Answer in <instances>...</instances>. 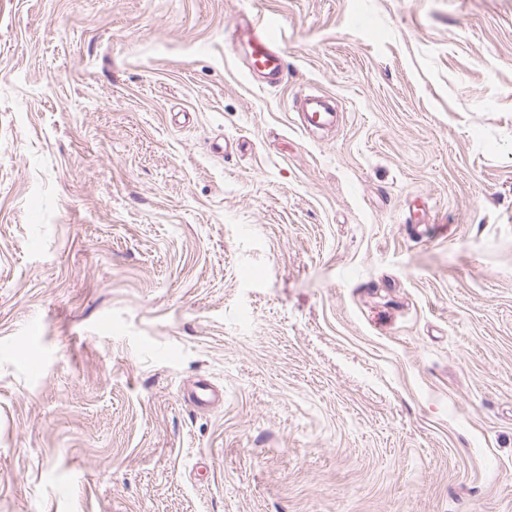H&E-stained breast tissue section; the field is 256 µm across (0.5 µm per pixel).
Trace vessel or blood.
Returning <instances> with one entry per match:
<instances>
[{
  "label": "vessel or blood",
  "instance_id": "vessel-or-blood-1",
  "mask_svg": "<svg viewBox=\"0 0 512 512\" xmlns=\"http://www.w3.org/2000/svg\"><path fill=\"white\" fill-rule=\"evenodd\" d=\"M236 33L237 42L248 48L250 73L265 80L267 86L280 85L285 76V60L278 48L277 24L270 19H248Z\"/></svg>",
  "mask_w": 512,
  "mask_h": 512
}]
</instances>
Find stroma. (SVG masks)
Segmentation results:
<instances>
[{"label": "stroma", "instance_id": "1", "mask_svg": "<svg viewBox=\"0 0 512 512\" xmlns=\"http://www.w3.org/2000/svg\"><path fill=\"white\" fill-rule=\"evenodd\" d=\"M0 512H512V0H0ZM236 33V41L248 47L250 73L269 87L279 86L285 76V60L278 48L277 24L272 19H247ZM319 97L308 96L306 101L311 103L310 108L303 114V120L310 127H322L327 124L334 113L321 101H317Z\"/></svg>", "mask_w": 512, "mask_h": 512}]
</instances>
